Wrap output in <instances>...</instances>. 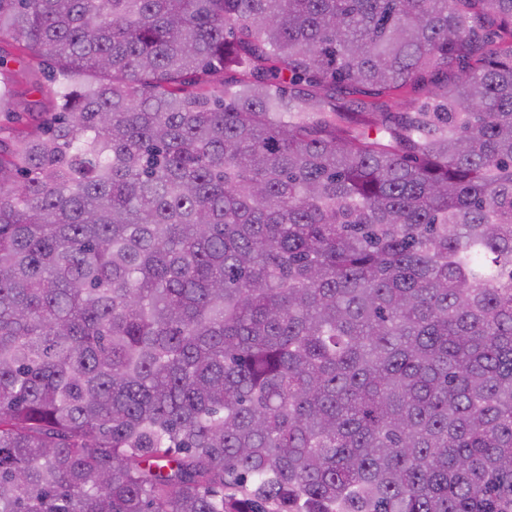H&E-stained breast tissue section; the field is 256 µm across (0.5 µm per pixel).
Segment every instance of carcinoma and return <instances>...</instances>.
I'll list each match as a JSON object with an SVG mask.
<instances>
[{
  "mask_svg": "<svg viewBox=\"0 0 512 512\" xmlns=\"http://www.w3.org/2000/svg\"><path fill=\"white\" fill-rule=\"evenodd\" d=\"M7 40L56 111L0 154V512H512V0Z\"/></svg>",
  "mask_w": 512,
  "mask_h": 512,
  "instance_id": "cac0c4a2",
  "label": "carcinoma"
}]
</instances>
